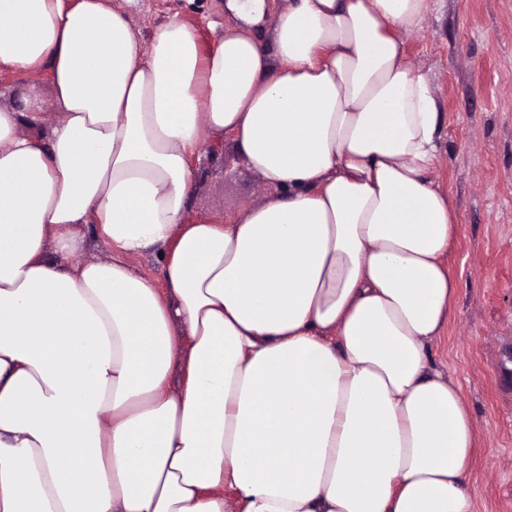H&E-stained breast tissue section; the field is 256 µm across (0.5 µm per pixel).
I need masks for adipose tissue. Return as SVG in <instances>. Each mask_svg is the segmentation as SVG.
I'll list each match as a JSON object with an SVG mask.
<instances>
[{"instance_id": "obj_1", "label": "adipose tissue", "mask_w": 512, "mask_h": 512, "mask_svg": "<svg viewBox=\"0 0 512 512\" xmlns=\"http://www.w3.org/2000/svg\"><path fill=\"white\" fill-rule=\"evenodd\" d=\"M436 2L224 0L207 49L0 0V71L49 69L60 111L0 105V512H476L431 357L458 217L404 48ZM227 135L273 194L185 223L188 157ZM156 252L147 251L130 258L131 265L140 273L162 281V261Z\"/></svg>"}]
</instances>
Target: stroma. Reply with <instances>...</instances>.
Segmentation results:
<instances>
[{"label": "stroma", "mask_w": 512, "mask_h": 512, "mask_svg": "<svg viewBox=\"0 0 512 512\" xmlns=\"http://www.w3.org/2000/svg\"><path fill=\"white\" fill-rule=\"evenodd\" d=\"M128 12L146 43L174 15L206 47L224 30V0H135ZM405 48L441 104L440 160L431 179L459 217L448 253L457 294L432 356L458 381L474 419L477 512H512V0H440ZM25 97L47 118L56 116L48 72L0 74L1 105ZM200 158L187 222L221 223L270 196L232 139L205 143Z\"/></svg>", "instance_id": "stroma-1"}]
</instances>
